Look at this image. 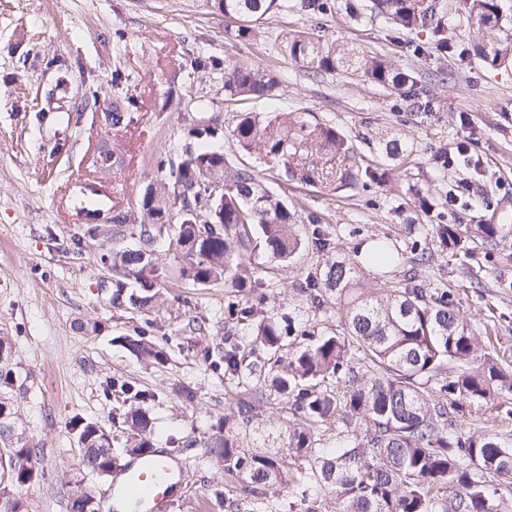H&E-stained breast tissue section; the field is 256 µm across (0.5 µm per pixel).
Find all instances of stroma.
<instances>
[{
  "label": "stroma",
  "mask_w": 512,
  "mask_h": 512,
  "mask_svg": "<svg viewBox=\"0 0 512 512\" xmlns=\"http://www.w3.org/2000/svg\"><path fill=\"white\" fill-rule=\"evenodd\" d=\"M265 38L234 39L223 15L206 0H0V336L10 346L18 380L13 400L20 423L39 450L40 475L5 490L23 512H70L69 485L79 481L108 512L111 479L86 471L68 423L78 416L125 444V414L136 399L119 386L146 391L153 448L163 450L187 483L166 512H258L257 500L225 477L206 444L222 433L258 450L252 427L233 414L255 389L260 423L280 428L282 415L267 379L224 371V347L252 344L255 325L236 324L232 305L256 306L280 323L315 335L343 320L335 301L314 309L304 290L324 253L309 247L292 262L256 248L249 259L256 281L230 288L223 281L194 285L181 278L182 261L167 239L154 245L160 278L149 307L115 301L117 283L103 254L136 246L147 217L139 202L165 178L168 160L204 143L232 162L243 155L228 135L235 116L253 102L224 96L219 71L195 65L204 55L271 69L279 87L263 110L334 127L360 166L380 181L356 184L287 177L281 163L256 161L263 183L297 210L299 230L336 239L339 256L355 259L371 238L410 254L413 241L445 224H486L512 202V69L486 68L477 55H440L427 32L395 30L382 17L346 14L273 15ZM306 31L387 55L404 67L442 74L428 84L432 112L413 99L349 74L315 76L284 56L273 35ZM127 76L113 85V69ZM202 99L207 111L190 107ZM125 109L113 124V106ZM203 137H195V130ZM408 134L409 163L394 168L369 146L376 133ZM448 150L453 163L438 168ZM460 201L449 205L448 193ZM434 206L425 214L420 199ZM444 282L476 334L495 330V351L512 362V237L472 243L448 269L426 272ZM148 337L167 360L148 364L122 344Z\"/></svg>",
  "instance_id": "stroma-1"
}]
</instances>
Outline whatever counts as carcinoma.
Masks as SVG:
<instances>
[{"instance_id":"obj_1","label":"carcinoma","mask_w":512,"mask_h":512,"mask_svg":"<svg viewBox=\"0 0 512 512\" xmlns=\"http://www.w3.org/2000/svg\"><path fill=\"white\" fill-rule=\"evenodd\" d=\"M224 16L236 20L233 36L251 41L266 17L288 10L313 15L343 11L362 18V12L383 16L401 30L429 33L443 56L456 48L449 30L465 23L472 47L490 69L512 68V5L505 0H212ZM278 49L315 74L343 72L364 77L389 90L412 89L422 75L399 68L387 56L363 51L308 33L280 34ZM276 78L270 71L236 62L224 66V96L267 100L274 96ZM238 148L259 158L278 160L292 178L309 182L317 176L348 184L353 166L321 169L307 164L318 153L332 152L349 159L336 129L307 124L280 113L245 112L228 129ZM373 149L407 161L413 146L401 136L387 134L371 142ZM224 182V202L203 206L206 185ZM183 212V223L168 235L169 245L185 260L183 279L206 285L224 278L244 288L255 269L244 253L259 243L271 257L287 261L302 248L295 214L269 191L255 169L233 165L226 156L186 147L170 162L167 178L149 190L141 207L151 219L143 225V245L111 256L117 277L133 279L140 292L130 304L144 308L155 298L159 272L149 243L161 235L172 207ZM470 238L458 224H438L430 247L412 244L414 267L404 278L386 280L368 291L358 288L363 266L335 260L326 263L308 283L312 305L320 309L336 297L343 305L344 327L311 344L296 348L286 367L272 363L271 382L281 396L288 449L300 464L284 465L281 458L242 453L228 437L208 444L220 470L249 484L254 492L274 485L300 491L304 512H512V467L482 472L477 461L512 460V442L491 430L458 429L450 412H495L512 417V370L502 367L490 342L481 341L470 322L460 315L444 285L429 287L419 270L437 256L452 262ZM375 259L388 267L402 263L403 254L378 238ZM259 342L275 352L284 347L283 329L271 317L258 328ZM123 344L137 358L164 363L165 353L139 336ZM224 367L237 374L255 373L249 353L234 345L224 350ZM11 425L0 431L9 449L13 484L22 485L36 474L21 463L38 464V448L18 423L9 398L0 394V411ZM360 426L363 435L338 437V448L317 447L322 429L332 423ZM123 451L135 457L152 452V420L138 408L127 414ZM78 441L92 438L98 426L75 418L68 423ZM119 460L100 456L93 448L82 458L85 467L109 475Z\"/></svg>"}]
</instances>
